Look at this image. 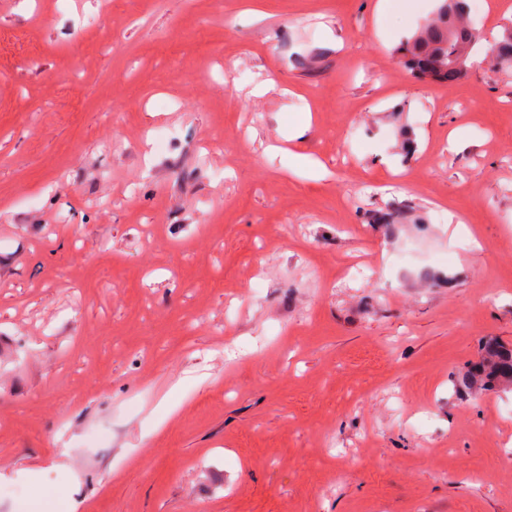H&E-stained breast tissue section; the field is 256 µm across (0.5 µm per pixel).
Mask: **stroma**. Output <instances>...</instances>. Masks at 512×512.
Wrapping results in <instances>:
<instances>
[{
    "instance_id": "35a3bbf8",
    "label": "stroma",
    "mask_w": 512,
    "mask_h": 512,
    "mask_svg": "<svg viewBox=\"0 0 512 512\" xmlns=\"http://www.w3.org/2000/svg\"><path fill=\"white\" fill-rule=\"evenodd\" d=\"M376 4L0 0V512H512V72ZM436 15L405 43V65L433 80L447 79L434 73L436 64L464 70L480 33L466 21L467 0H441ZM485 355L471 367L469 377L484 381L487 387L512 386V348L497 342H488Z\"/></svg>"
}]
</instances>
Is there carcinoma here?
<instances>
[{
    "mask_svg": "<svg viewBox=\"0 0 512 512\" xmlns=\"http://www.w3.org/2000/svg\"><path fill=\"white\" fill-rule=\"evenodd\" d=\"M467 0H441L436 15L405 43V65L422 77L439 79L434 67L452 65L464 69L480 33L466 21ZM492 51L504 60L503 69H512V29L493 43ZM469 377L489 387L512 386V348L497 342L485 346V355L471 367Z\"/></svg>",
    "mask_w": 512,
    "mask_h": 512,
    "instance_id": "carcinoma-1",
    "label": "carcinoma"
}]
</instances>
